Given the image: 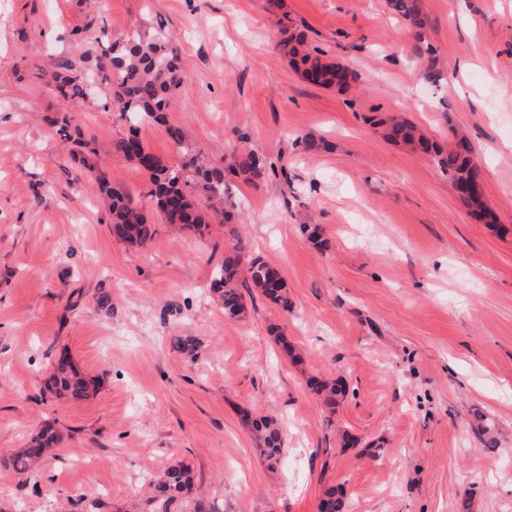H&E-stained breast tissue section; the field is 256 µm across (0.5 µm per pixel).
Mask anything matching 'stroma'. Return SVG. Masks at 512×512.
I'll return each mask as SVG.
<instances>
[{"label": "stroma", "mask_w": 512, "mask_h": 512, "mask_svg": "<svg viewBox=\"0 0 512 512\" xmlns=\"http://www.w3.org/2000/svg\"><path fill=\"white\" fill-rule=\"evenodd\" d=\"M420 7L436 82L385 0H0V512H150L144 479L178 463L221 512H319L332 484L351 512H512V0ZM285 15L356 73L348 91L291 66ZM159 27L187 79L165 123L139 125L145 146L182 161L171 124L215 164L241 144L272 167L254 183L228 175L234 223L212 218L201 237L160 222L132 248L54 122L67 110L54 73L101 35ZM100 103L72 123L92 162L154 211L148 174L112 151L130 124ZM396 115L442 145L468 131L489 218L431 154L382 137ZM308 136L321 148L300 147ZM236 241L280 270L288 307L248 289L245 317H225L208 285ZM176 335L201 338L199 353L173 350ZM63 351L94 397L47 392ZM315 375L345 386L335 413ZM247 413L280 425L277 464ZM47 423L55 456L16 474L9 458ZM346 434L355 447L341 448Z\"/></svg>", "instance_id": "1"}]
</instances>
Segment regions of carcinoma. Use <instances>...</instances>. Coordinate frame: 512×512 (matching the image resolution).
<instances>
[{
    "mask_svg": "<svg viewBox=\"0 0 512 512\" xmlns=\"http://www.w3.org/2000/svg\"><path fill=\"white\" fill-rule=\"evenodd\" d=\"M386 5L391 13L418 29H425L426 20L419 0H386ZM306 42V33L298 27L288 28V37L282 42L303 78L315 85L334 86L341 92L348 90L356 81L355 72L343 63L328 62L322 54L309 52ZM413 53L427 63V78L436 79L435 48L421 34ZM84 60L81 70L74 68L69 59L57 62L54 76L57 96L73 110L88 98L87 88L93 85L94 78L110 85L112 101L103 105V111L109 112L116 106L129 114L131 122L129 133L113 142V151L136 162L148 173L147 196L159 208L164 222L199 231L208 224L209 207L220 212L223 220H229L233 202L225 171L233 172L245 182H253L264 174L267 166L264 156L238 148L229 154L227 165L222 167L212 164L201 151H189L182 162L174 165L150 152L138 136V125L166 122L173 94L187 78L184 62L164 31L160 29L148 35L136 30L112 41L100 39L86 51ZM383 137L393 143H417L434 151L437 166L448 176L463 204L480 217L486 215L479 174L466 136L456 138L449 146L436 147L415 126L394 118L386 124ZM97 181L106 199L107 220L112 224L113 234L132 246L150 240L155 225L144 212L142 201L102 175L97 176ZM281 280L283 277L277 268L258 258L245 261L242 247L232 244L224 248V259L215 271L210 289L221 301L224 315L236 318L245 313V297L240 286L247 283L269 301L288 308V289L271 287V283ZM170 344L174 350L191 356L201 346L194 336H173ZM309 387L330 411L335 409L343 394L338 384L317 377L309 379ZM47 390L60 397L83 400L94 394L95 386L81 376L68 356L61 355L53 364ZM251 425L265 459L271 465L278 463L284 443L279 425L268 417L254 419ZM60 441V435L53 428L44 426L32 435L26 447L12 456L9 464L19 474L31 473ZM149 486L153 512H170L176 502L184 504L187 512H219L215 503L194 493L195 476L184 465L166 467L159 478L150 480ZM321 512H349L343 486L325 488Z\"/></svg>",
    "mask_w": 512,
    "mask_h": 512,
    "instance_id": "cac0c4a2",
    "label": "carcinoma"
}]
</instances>
